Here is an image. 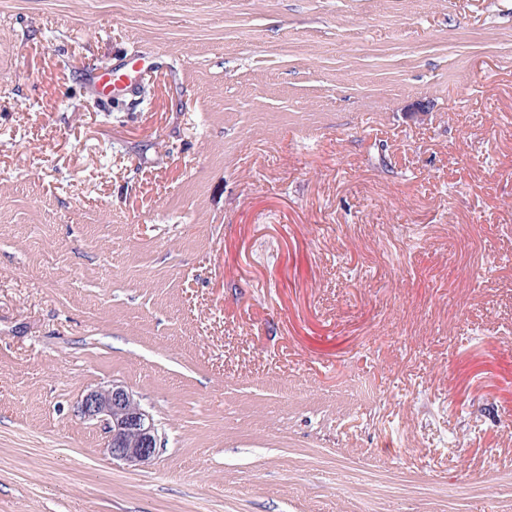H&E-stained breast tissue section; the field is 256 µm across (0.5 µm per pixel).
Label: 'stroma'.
<instances>
[{"mask_svg":"<svg viewBox=\"0 0 512 512\" xmlns=\"http://www.w3.org/2000/svg\"><path fill=\"white\" fill-rule=\"evenodd\" d=\"M509 337L512 0H0V512H512ZM134 60H144V58L129 60L107 75L95 76L92 80L94 93L101 100L108 102L134 92L138 84L129 70L130 66L133 67ZM77 408L82 419L102 427L114 460L144 466L163 448V437L152 414L122 384L113 382L88 391Z\"/></svg>","mask_w":512,"mask_h":512,"instance_id":"stroma-1","label":"stroma"}]
</instances>
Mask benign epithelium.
<instances>
[{"instance_id":"obj_1","label":"benign epithelium","mask_w":512,"mask_h":512,"mask_svg":"<svg viewBox=\"0 0 512 512\" xmlns=\"http://www.w3.org/2000/svg\"><path fill=\"white\" fill-rule=\"evenodd\" d=\"M78 413L102 427L112 459L126 465L144 466L163 448L152 414L122 384L114 382L88 391L78 403Z\"/></svg>"}]
</instances>
